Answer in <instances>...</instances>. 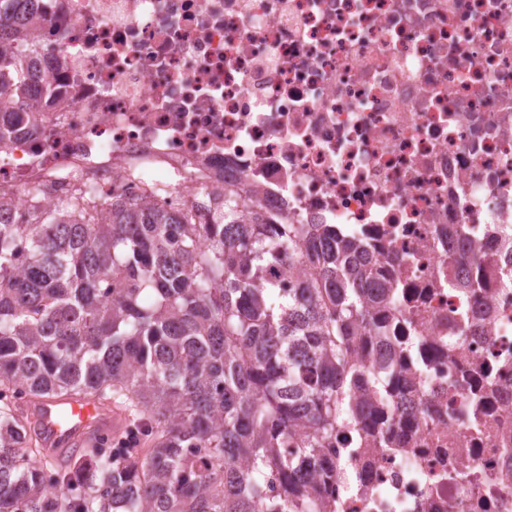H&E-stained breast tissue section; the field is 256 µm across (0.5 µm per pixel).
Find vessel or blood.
Here are the masks:
<instances>
[{
  "mask_svg": "<svg viewBox=\"0 0 512 512\" xmlns=\"http://www.w3.org/2000/svg\"><path fill=\"white\" fill-rule=\"evenodd\" d=\"M47 453L62 456L72 448H90L107 437H118L128 422L127 412L83 394L65 399L42 398L23 406Z\"/></svg>",
  "mask_w": 512,
  "mask_h": 512,
  "instance_id": "b4317fda",
  "label": "vessel or blood"
}]
</instances>
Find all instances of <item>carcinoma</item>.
I'll use <instances>...</instances> for the list:
<instances>
[{
  "label": "carcinoma",
  "instance_id": "carcinoma-1",
  "mask_svg": "<svg viewBox=\"0 0 512 512\" xmlns=\"http://www.w3.org/2000/svg\"><path fill=\"white\" fill-rule=\"evenodd\" d=\"M55 89L0 51V139ZM170 210L92 190L20 211L0 193V512H336L338 448H389L406 409L377 342L396 290L330 224H275L214 189ZM278 265L317 275L264 280ZM123 406L138 447L45 455L14 394Z\"/></svg>",
  "mask_w": 512,
  "mask_h": 512
}]
</instances>
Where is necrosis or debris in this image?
Returning <instances> with one entry per match:
<instances>
[{
  "mask_svg": "<svg viewBox=\"0 0 512 512\" xmlns=\"http://www.w3.org/2000/svg\"><path fill=\"white\" fill-rule=\"evenodd\" d=\"M16 6L62 100L0 139L15 206L88 173L103 208L148 182L171 208L226 186L280 224L359 229L401 295L367 351L415 337L398 362L428 411L323 494L339 512H512V0Z\"/></svg>",
  "mask_w": 512,
  "mask_h": 512,
  "instance_id": "necrosis-or-debris-1",
  "label": "necrosis or debris"
}]
</instances>
